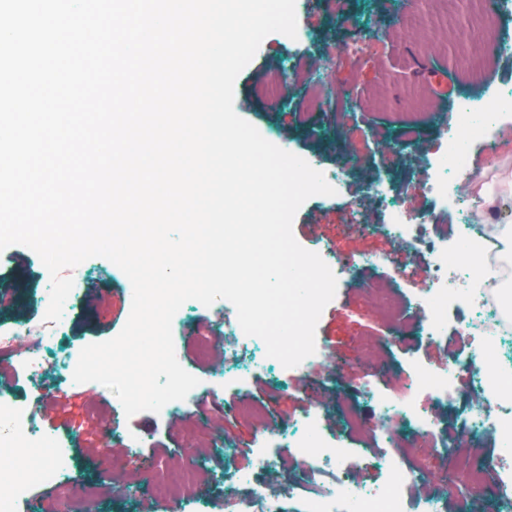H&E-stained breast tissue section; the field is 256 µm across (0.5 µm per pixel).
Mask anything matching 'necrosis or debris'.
<instances>
[{
	"instance_id": "1",
	"label": "necrosis or debris",
	"mask_w": 512,
	"mask_h": 512,
	"mask_svg": "<svg viewBox=\"0 0 512 512\" xmlns=\"http://www.w3.org/2000/svg\"><path fill=\"white\" fill-rule=\"evenodd\" d=\"M481 48L469 60L473 75H480L487 61L512 53V0H487L478 20ZM459 120L452 136L442 138L425 166L435 173L431 191L439 201L438 211L409 224L398 206L394 184L385 174H376L366 190L382 207L384 219L378 232L411 247L426 248L429 261L421 274L428 283L424 295L401 292L395 281L376 280L369 293L390 332H406L418 340L451 339L454 347L446 369L428 364H409L408 381L400 388L362 389L377 405L379 419L367 424L349 414L351 429L368 440L366 447H350L347 440L326 432L320 413L294 422L272 419L266 409L236 405L259 424L256 437L258 464L278 470L283 458L291 470L279 489L240 471L228 477L232 485L246 488L233 512H446L445 496L436 493L418 448L413 441L425 433L438 434L442 452L457 466L463 484H492L501 512H512V329L504 322L496 295L497 282L490 271L497 262L498 243L478 223L476 207L469 195L457 187L458 178L469 168L472 144L493 136L501 111L512 110V89H503L494 105L475 108L471 99L459 98ZM456 215V223L442 221L439 210ZM464 241L479 242L482 268L474 270L460 251ZM468 309L464 319H452L451 309ZM64 327L55 322L54 335L32 337L23 325L0 327V356L21 355V369L29 383L42 386L46 360L56 367L55 382L69 385L77 359L59 346L56 333ZM255 349L247 357L237 349L224 352V367L213 374L224 387L240 390L252 367L269 366L264 342L250 337ZM497 360L498 371H490L489 360ZM472 402L458 414L455 426H442L436 416L419 405L417 395L444 405L454 402L461 391ZM491 442L494 454L485 456L479 469L466 467L464 459L473 447ZM0 447L15 449L14 458L0 462V512H24L33 488L56 485L71 473L70 452L63 439L42 431L27 408L11 398H0ZM375 467L387 480L370 488L353 480L355 471Z\"/></svg>"
}]
</instances>
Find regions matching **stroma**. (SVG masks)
I'll return each mask as SVG.
<instances>
[{
  "label": "stroma",
  "instance_id": "stroma-1",
  "mask_svg": "<svg viewBox=\"0 0 512 512\" xmlns=\"http://www.w3.org/2000/svg\"><path fill=\"white\" fill-rule=\"evenodd\" d=\"M403 2L342 0L340 10L330 11L322 0H303L300 21L315 35L312 50L303 55L306 65L291 68V61L301 55L289 49L286 35L274 33L265 38L234 85L236 113L284 150L332 168L346 145L358 148L359 162L340 193L312 196L299 208L293 222L298 243L305 247L327 241L341 256L381 254L398 271L419 267L423 255L353 223L356 207L366 210L373 221L381 219L365 193L366 183L376 170L388 171L398 183L406 221L433 209V174L422 162L435 151L439 138L455 127V101L467 95L487 104L497 89L512 88V56L497 59L478 82L466 84L461 79L460 53L478 0H418L419 22L412 29L397 21ZM355 21L372 35L364 52L350 56L342 48L356 36L351 27ZM274 81L282 84L283 97L267 93ZM414 87L430 100L437 119L418 124L407 144L404 123L418 111L410 94ZM76 270L87 274L88 281L71 307L61 339L74 351L113 338L130 314L126 278L115 264L92 257L63 274L68 277ZM374 275L373 268L364 266L340 281L317 325L321 356L278 377L253 373L244 387L249 402L264 405L280 420L319 411L326 430L343 434V403H351L363 422L377 417L375 402L360 393L364 384L379 387L390 378L405 379V366L412 360L437 370L447 366L446 342H415L401 336L390 340V355L379 361L377 375H369L364 348L368 342H379L386 331L363 292ZM49 287V274L32 250L13 245L0 251V289L6 292L0 301V325L39 328L40 298ZM183 308L181 344L187 360H194L196 338L202 333L215 336L217 346L231 343L224 321L235 316L234 307L221 301L207 307L190 300ZM15 366V360H0V384L29 406L40 427L68 441L72 458L69 483L38 489L31 512H84L87 493L95 497L97 512H185L184 503L161 501L153 487L171 478L179 462L191 458L206 460L209 466L195 486L197 498L210 512H231L236 491L225 485L224 469L253 467L257 432L252 422L225 410L233 391L203 387L190 403L195 424L187 430L180 422L151 412L126 417L117 397L99 399L103 387L95 382L75 388L50 383L33 390ZM109 419L118 435L110 444L100 433ZM128 433L139 438L138 452L121 444V436Z\"/></svg>",
  "mask_w": 512,
  "mask_h": 512
}]
</instances>
